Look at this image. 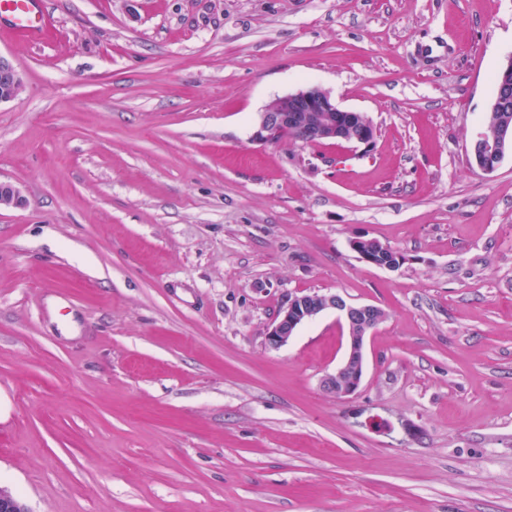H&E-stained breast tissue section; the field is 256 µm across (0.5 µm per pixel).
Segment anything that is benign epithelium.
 <instances>
[{
  "label": "benign epithelium",
  "instance_id": "1",
  "mask_svg": "<svg viewBox=\"0 0 512 512\" xmlns=\"http://www.w3.org/2000/svg\"><path fill=\"white\" fill-rule=\"evenodd\" d=\"M23 90L22 78L13 63L0 55V104L17 98ZM491 113H498L495 133L491 137L481 134L473 145V156L478 168L492 171L501 162L507 150H512V56L495 77V91L490 106ZM290 128L301 132L308 140L316 142L343 141L370 147L374 141V127L363 112L341 108L330 93L311 86L278 96L260 113L251 140L262 145H276L283 141V134ZM26 200L11 183H0V209L24 206ZM359 256L381 268L396 269L402 256L390 251L377 241L360 236L351 242ZM392 258L384 259L386 252ZM334 310L348 328V353L335 372L322 381L325 390L338 398L354 395L362 382L365 369L364 345L366 338L385 319V311L374 305H354L332 293H308L288 300L267 329L266 341L273 349L285 346L296 329L319 314ZM0 512H26L21 502L10 491L0 488Z\"/></svg>",
  "mask_w": 512,
  "mask_h": 512
}]
</instances>
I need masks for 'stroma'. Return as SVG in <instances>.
Masks as SVG:
<instances>
[{"label": "stroma", "instance_id": "stroma-1", "mask_svg": "<svg viewBox=\"0 0 512 512\" xmlns=\"http://www.w3.org/2000/svg\"><path fill=\"white\" fill-rule=\"evenodd\" d=\"M0 36V487L28 512H512V153L481 171L512 0H49ZM308 86L371 147L261 145ZM405 255L395 270L350 246ZM387 317L323 390L334 312ZM54 27L55 18L47 0L0 1V33L9 30L37 44ZM22 90V78L17 69L0 54V104L17 98ZM371 244L374 246V249H371ZM351 246L363 260L381 268L396 269L401 265L403 260L400 253L381 245L372 238H366L364 236L357 237L351 242ZM389 251L392 252V259L382 261L381 258H385V252ZM334 310L348 328V353L335 372L322 381L325 390L338 398L354 395L362 382L365 369L364 345L366 338L385 319V311L374 305H354L340 295L332 293H308L288 300L267 329L266 341L273 349L285 346L296 329L322 312Z\"/></svg>", "mask_w": 512, "mask_h": 512}]
</instances>
